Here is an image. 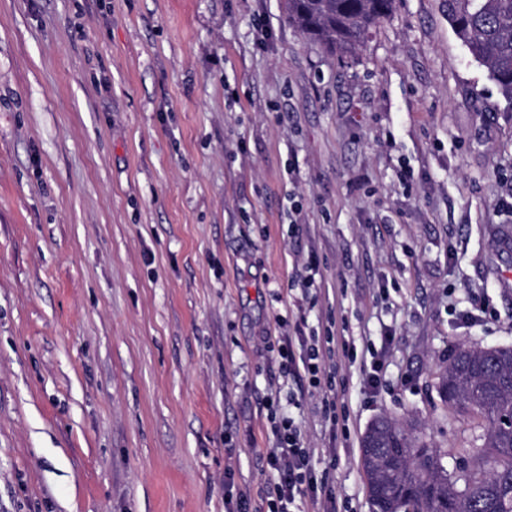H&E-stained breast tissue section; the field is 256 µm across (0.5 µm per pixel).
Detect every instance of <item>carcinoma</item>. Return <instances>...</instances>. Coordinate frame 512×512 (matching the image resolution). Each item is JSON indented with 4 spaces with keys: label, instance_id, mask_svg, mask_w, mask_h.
<instances>
[{
    "label": "carcinoma",
    "instance_id": "cac0c4a2",
    "mask_svg": "<svg viewBox=\"0 0 512 512\" xmlns=\"http://www.w3.org/2000/svg\"><path fill=\"white\" fill-rule=\"evenodd\" d=\"M394 0H288V21L332 52L351 53L393 11ZM448 21L469 55L512 101V0H448ZM437 390L452 407L473 410L481 445L463 449L466 467L448 471L440 450L412 427L380 417L362 440L372 512H405L413 493L419 512H512V347L459 348Z\"/></svg>",
    "mask_w": 512,
    "mask_h": 512
}]
</instances>
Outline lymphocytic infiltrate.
<instances>
[{
  "instance_id": "f902f5d3",
  "label": "lymphocytic infiltrate",
  "mask_w": 512,
  "mask_h": 512,
  "mask_svg": "<svg viewBox=\"0 0 512 512\" xmlns=\"http://www.w3.org/2000/svg\"><path fill=\"white\" fill-rule=\"evenodd\" d=\"M275 361L282 376L292 380L295 391L287 400L271 396L266 400L267 421L272 446L263 458L271 487L265 499L266 512H301L304 500H317L323 483L311 464L300 422L283 410L284 405L299 406L304 387L325 389L331 387L323 347L317 337L302 333L276 337L271 345Z\"/></svg>"
}]
</instances>
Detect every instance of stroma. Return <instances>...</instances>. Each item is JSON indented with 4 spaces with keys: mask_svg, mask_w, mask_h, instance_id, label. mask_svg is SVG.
<instances>
[{
    "mask_svg": "<svg viewBox=\"0 0 512 512\" xmlns=\"http://www.w3.org/2000/svg\"><path fill=\"white\" fill-rule=\"evenodd\" d=\"M508 274L512 102L447 0L343 57L286 0H0V512L261 505L281 315L328 338L345 418L294 411L308 512H370L376 417L455 469L477 417L438 374L512 346Z\"/></svg>",
    "mask_w": 512,
    "mask_h": 512,
    "instance_id": "35a3bbf8",
    "label": "stroma"
}]
</instances>
